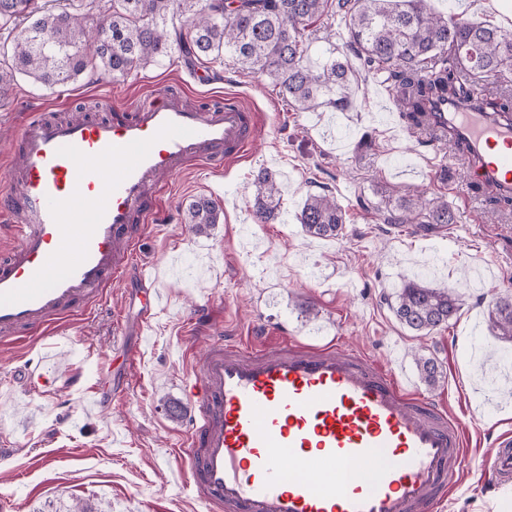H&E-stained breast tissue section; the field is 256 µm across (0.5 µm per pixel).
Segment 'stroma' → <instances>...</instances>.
I'll return each instance as SVG.
<instances>
[{"label":"stroma","mask_w":512,"mask_h":512,"mask_svg":"<svg viewBox=\"0 0 512 512\" xmlns=\"http://www.w3.org/2000/svg\"><path fill=\"white\" fill-rule=\"evenodd\" d=\"M429 6L512 30V0ZM217 70L208 85L192 82L178 57L124 80L100 82L88 73L51 89L21 75L0 96V191L16 126L42 107L59 117L81 109L108 116L178 80L198 103L232 97L257 116L246 158L220 173L191 166L172 178L122 282L76 324L24 347L0 346V447L14 451L0 464V503L10 512H202L178 453L199 354L206 336L220 332L258 345L283 336L313 345L334 340L392 362L468 431L464 470L445 512H497L512 479L495 485L480 474L492 441L512 433V342L490 335L487 309L496 295L512 292V208H496L494 189L472 183L468 152L428 128H408L373 76L358 73L352 109L301 112L240 72L232 57ZM367 137L376 150L362 148ZM444 166L454 173L445 183ZM263 168L282 181L271 224L252 215L251 184ZM323 188L346 212L342 238L308 236L298 222L307 195ZM388 188L445 196L454 223L429 234L379 223L361 202L380 200ZM215 190L219 223L191 232L186 208ZM145 265L165 295L156 309L139 280ZM417 271L462 300L457 319L427 336L403 327L388 305ZM135 343L139 356L124 363ZM418 353L436 361L434 384L420 380ZM35 360L46 378L32 390L22 370Z\"/></svg>","instance_id":"35a3bbf8"}]
</instances>
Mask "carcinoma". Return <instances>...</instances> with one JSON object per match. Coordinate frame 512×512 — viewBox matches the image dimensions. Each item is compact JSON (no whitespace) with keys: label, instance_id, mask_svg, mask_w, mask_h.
Here are the masks:
<instances>
[{"label":"carcinoma","instance_id":"obj_1","mask_svg":"<svg viewBox=\"0 0 512 512\" xmlns=\"http://www.w3.org/2000/svg\"><path fill=\"white\" fill-rule=\"evenodd\" d=\"M338 16L347 28L343 47L316 67L305 65L319 32L332 33L325 21ZM20 20L27 25L18 27ZM7 28L12 40L0 48V90L18 74L52 88L88 71L117 81L176 54L211 64L229 52L243 73L267 80L297 109L346 111L355 59L386 84L411 126L429 123V112L448 100L512 119V31L435 13L426 0H108L107 16L93 30L84 16L47 12L38 0H0V29ZM253 188L257 219L276 220L278 174L260 170ZM373 210L382 224H415L425 233L455 223L447 199L420 193ZM221 213L216 200L201 196L184 221L204 233ZM298 220L312 237L344 236L345 212L328 193L308 195ZM461 306L451 290L415 278L403 283L391 309L400 324L426 336ZM487 323L493 337L512 342V295L496 298ZM416 363L421 378L434 383L435 361L421 355Z\"/></svg>","mask_w":512,"mask_h":512}]
</instances>
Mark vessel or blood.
Wrapping results in <instances>:
<instances>
[{
  "label": "vessel or blood",
  "mask_w": 512,
  "mask_h": 512,
  "mask_svg": "<svg viewBox=\"0 0 512 512\" xmlns=\"http://www.w3.org/2000/svg\"><path fill=\"white\" fill-rule=\"evenodd\" d=\"M431 125L464 142L471 176L512 196V121L457 103ZM256 116L206 109L169 89L107 118L31 113L16 132L0 221V344L76 320L120 282L171 177L248 154ZM192 392L182 460L205 512H439L457 485L466 434L386 364L286 336L244 348L211 336ZM484 476H512L500 438Z\"/></svg>",
  "instance_id": "vessel-or-blood-1"
}]
</instances>
